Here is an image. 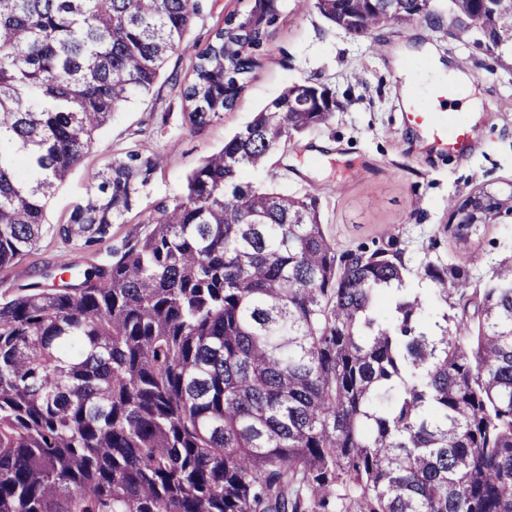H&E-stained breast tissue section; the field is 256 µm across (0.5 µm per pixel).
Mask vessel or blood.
Instances as JSON below:
<instances>
[{"instance_id": "obj_1", "label": "vessel or blood", "mask_w": 512, "mask_h": 512, "mask_svg": "<svg viewBox=\"0 0 512 512\" xmlns=\"http://www.w3.org/2000/svg\"><path fill=\"white\" fill-rule=\"evenodd\" d=\"M453 90L445 84L432 85L428 90L412 94L403 114L404 123L432 146L449 154L465 153L471 144L469 126H449L443 106Z\"/></svg>"}]
</instances>
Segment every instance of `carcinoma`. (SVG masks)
Here are the masks:
<instances>
[{
    "label": "carcinoma",
    "instance_id": "1",
    "mask_svg": "<svg viewBox=\"0 0 512 512\" xmlns=\"http://www.w3.org/2000/svg\"><path fill=\"white\" fill-rule=\"evenodd\" d=\"M512 68V0H451ZM367 37L431 0H315ZM200 0H0V268L47 230L96 135L190 53ZM278 10L224 19L182 95L203 127L230 108ZM293 84L142 219L111 261L0 294V512H512V256L471 287L402 253L340 255L316 201L245 181L289 133L326 124ZM158 159L130 148L58 234L112 238ZM462 237L512 220V182L448 200ZM69 277H64V274Z\"/></svg>",
    "mask_w": 512,
    "mask_h": 512
}]
</instances>
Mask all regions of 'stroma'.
I'll list each match as a JSON object with an SVG mask.
<instances>
[{"instance_id": "stroma-1", "label": "stroma", "mask_w": 512, "mask_h": 512, "mask_svg": "<svg viewBox=\"0 0 512 512\" xmlns=\"http://www.w3.org/2000/svg\"><path fill=\"white\" fill-rule=\"evenodd\" d=\"M254 3L201 0L188 41L205 47L225 17L248 14ZM433 5L431 17L359 38L332 25L313 0H277L280 19L233 107L204 127H190L179 89L162 81L115 112L98 133L96 148L51 199V231L17 263L0 268V293L70 261L102 262L103 252L73 250L55 227L86 200L89 184L113 155L135 144L160 159L124 223L112 227L111 244L118 247L142 231L144 215L185 196L186 178L205 156L286 88L307 79L324 84L335 98L331 120L281 144L265 165L248 171V181L264 190L315 198L337 252L361 245L393 248L413 268L428 260L468 263L474 253L471 278L485 282L499 260L512 254V223L489 225L480 237L461 243L448 229V200L512 182V71L498 67L477 37L454 36L450 0ZM376 41L382 53L373 52ZM439 61L469 73L481 103L476 120L462 103L451 108L475 123L472 146L463 156L434 150L402 120L403 84L425 90Z\"/></svg>"}]
</instances>
